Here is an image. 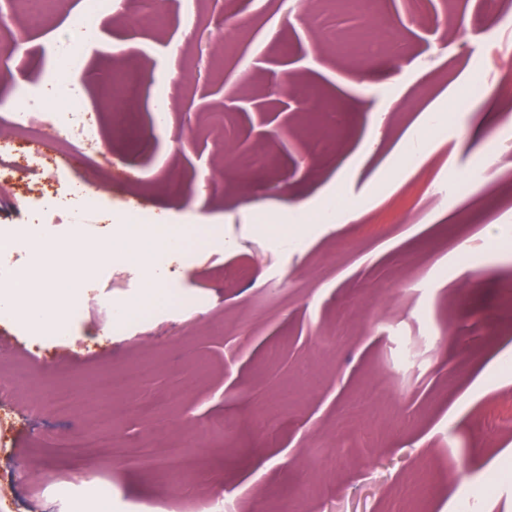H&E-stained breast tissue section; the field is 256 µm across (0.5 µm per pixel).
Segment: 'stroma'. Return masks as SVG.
Instances as JSON below:
<instances>
[{"instance_id": "35a3bbf8", "label": "stroma", "mask_w": 512, "mask_h": 512, "mask_svg": "<svg viewBox=\"0 0 512 512\" xmlns=\"http://www.w3.org/2000/svg\"><path fill=\"white\" fill-rule=\"evenodd\" d=\"M84 3L62 0L38 25L21 0L0 7L16 47L0 114L23 107L19 90L40 93L56 43H73L71 75L117 171L91 172L62 146L64 181L91 187L96 208L91 224L56 226L53 243L109 238V215L130 209L212 230L168 262L164 292L184 308L127 335L98 307L143 297V269L118 261L85 290L69 340L0 320V374L23 377L0 396V512H69L55 490L89 472L110 480L111 512H190L219 494L240 512H456L465 499L512 512V30L472 26L473 0H432L421 18L403 0L366 16L338 0H262L230 17L224 0H162L160 23L147 0H112L90 46L70 25ZM373 38L403 49L358 51ZM476 72L484 94L461 95ZM106 73L140 83L123 116ZM161 87L163 131L151 121ZM312 90L339 126L319 127ZM240 152L256 157L251 171L231 164ZM477 164L473 193L437 195ZM170 168L186 183L178 198L163 190ZM0 170V225L15 224L47 171L24 138L0 148ZM330 203L361 217L294 234L299 210ZM104 371L125 389L96 390ZM59 388L82 393L70 413L49 405ZM101 411L115 414L113 447H51L98 431ZM217 419L224 434L209 432ZM136 442L182 449L192 468L178 479L114 450Z\"/></svg>"}]
</instances>
